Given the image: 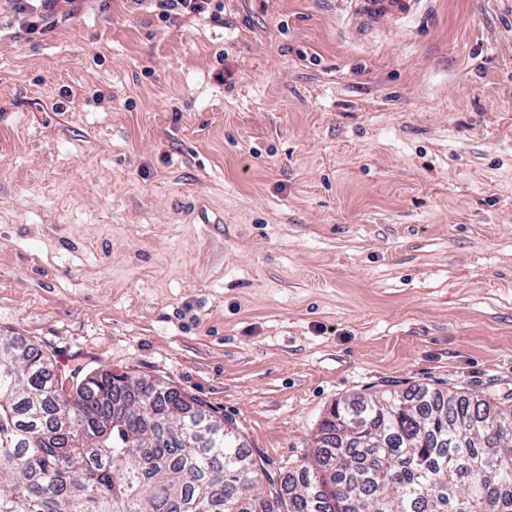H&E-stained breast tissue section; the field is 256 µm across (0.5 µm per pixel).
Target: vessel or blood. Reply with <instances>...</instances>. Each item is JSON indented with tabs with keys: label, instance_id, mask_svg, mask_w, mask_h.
Here are the masks:
<instances>
[{
	"label": "vessel or blood",
	"instance_id": "obj_1",
	"mask_svg": "<svg viewBox=\"0 0 512 512\" xmlns=\"http://www.w3.org/2000/svg\"><path fill=\"white\" fill-rule=\"evenodd\" d=\"M425 0H343L344 33L351 39H362L373 31L400 26L417 16Z\"/></svg>",
	"mask_w": 512,
	"mask_h": 512
}]
</instances>
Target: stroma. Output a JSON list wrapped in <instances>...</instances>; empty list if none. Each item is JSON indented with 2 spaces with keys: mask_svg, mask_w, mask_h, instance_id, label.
Returning <instances> with one entry per match:
<instances>
[{
  "mask_svg": "<svg viewBox=\"0 0 512 512\" xmlns=\"http://www.w3.org/2000/svg\"><path fill=\"white\" fill-rule=\"evenodd\" d=\"M0 15V335L159 377L288 474L330 407L512 404V0ZM76 1L78 0H3L0 5V14H2V2H4V10L11 14L19 30L26 33L38 31L44 34L54 31L59 22L69 20L74 15L73 9H67L62 11L59 19L54 6L58 2L71 4ZM345 5L344 33L363 39L373 31L399 27L417 16L427 0H340Z\"/></svg>",
  "mask_w": 512,
  "mask_h": 512,
  "instance_id": "35a3bbf8",
  "label": "stroma"
}]
</instances>
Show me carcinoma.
Instances as JSON below:
<instances>
[{
    "label": "carcinoma",
    "instance_id": "1",
    "mask_svg": "<svg viewBox=\"0 0 512 512\" xmlns=\"http://www.w3.org/2000/svg\"><path fill=\"white\" fill-rule=\"evenodd\" d=\"M49 366L0 336V512H512V406L343 399L276 480L168 383L102 370L66 387Z\"/></svg>",
    "mask_w": 512,
    "mask_h": 512
}]
</instances>
